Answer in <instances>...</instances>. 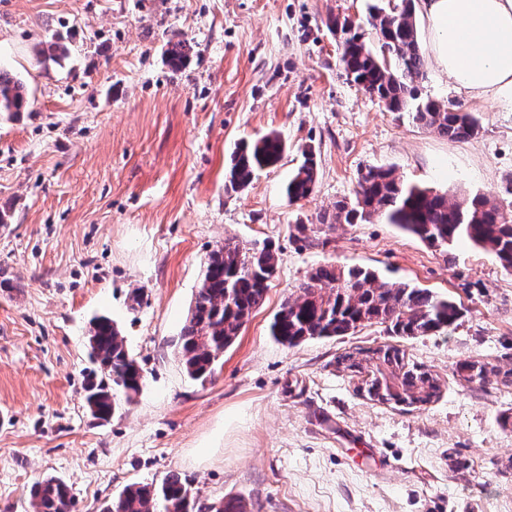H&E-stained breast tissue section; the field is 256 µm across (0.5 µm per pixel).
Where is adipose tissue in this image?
<instances>
[{"label": "adipose tissue", "mask_w": 512, "mask_h": 512, "mask_svg": "<svg viewBox=\"0 0 512 512\" xmlns=\"http://www.w3.org/2000/svg\"><path fill=\"white\" fill-rule=\"evenodd\" d=\"M441 75L512 112V0H419Z\"/></svg>", "instance_id": "obj_1"}]
</instances>
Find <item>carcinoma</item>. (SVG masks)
Returning a JSON list of instances; mask_svg holds the SVG:
<instances>
[{"label":"carcinoma","instance_id":"1","mask_svg":"<svg viewBox=\"0 0 512 512\" xmlns=\"http://www.w3.org/2000/svg\"><path fill=\"white\" fill-rule=\"evenodd\" d=\"M416 0H401L390 9L382 0H367V23L375 41L347 24L346 18L329 17L327 27L340 33L339 64L347 80L377 99L390 112H407L420 127L450 141H463L478 134L475 115L445 105L420 88L425 66L415 18ZM186 40L169 42L168 64L179 70L189 60ZM40 61L62 65L68 48L58 39L37 50ZM28 105L24 84L0 69V112H22ZM286 146L272 132L241 141L233 154L224 190L239 192L255 175L279 163ZM303 161L285 186L291 201L310 197L316 186L315 153L302 150ZM383 218L402 230L437 247L466 240L494 255L512 271V216L487 197L474 194L456 199L401 180L395 170L370 167L358 173L354 194L336 202L334 210L319 216L322 224H358ZM278 265L270 244L250 247L231 239L217 246L204 263L194 304L175 343L187 375L197 381L212 377L224 355L253 311L261 305ZM460 317L454 300L406 283L379 280L363 267L338 269L316 267L299 294L287 299L270 325V336L285 347H294L315 337L344 336L365 325L380 324L396 336H426L451 328ZM91 357L97 371L84 386V402L93 418L107 420L138 394L145 377L129 354L117 326L108 317L96 318L90 328ZM372 364V378L390 379L385 390H394L406 400H416L437 379L405 362L395 347L382 349ZM457 373L475 372L484 381L494 369L480 360H465ZM37 512H72L70 487L48 477L31 489ZM202 506L180 474L170 472L159 483L126 486L103 512H203Z\"/></svg>","mask_w":512,"mask_h":512}]
</instances>
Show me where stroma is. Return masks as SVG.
I'll use <instances>...</instances> for the list:
<instances>
[{"mask_svg":"<svg viewBox=\"0 0 512 512\" xmlns=\"http://www.w3.org/2000/svg\"><path fill=\"white\" fill-rule=\"evenodd\" d=\"M365 19V0H0V69L27 112L0 113V512H35L31 486L66 481L73 512H102L132 483L172 471L202 503L246 512H512V272L460 240L430 246L375 218L322 224L360 170L454 195L480 192L512 215V112L424 68L421 89L474 113L451 141L348 82L329 16ZM61 36L64 66L35 47ZM188 39L172 70L166 43ZM287 150L225 193L237 143L270 132ZM316 153L312 197L283 188ZM271 242L278 266L262 304L211 380L188 378L173 341L209 253ZM361 266L452 298L448 331L403 338L368 325L295 347L269 325L323 264ZM144 288L141 306L133 289ZM117 325L145 375L120 415L84 406L90 321ZM395 346L441 392L423 406L370 400L345 354ZM465 359L499 375L468 383Z\"/></svg>","mask_w":512,"mask_h":512,"instance_id":"stroma-1","label":"stroma"}]
</instances>
